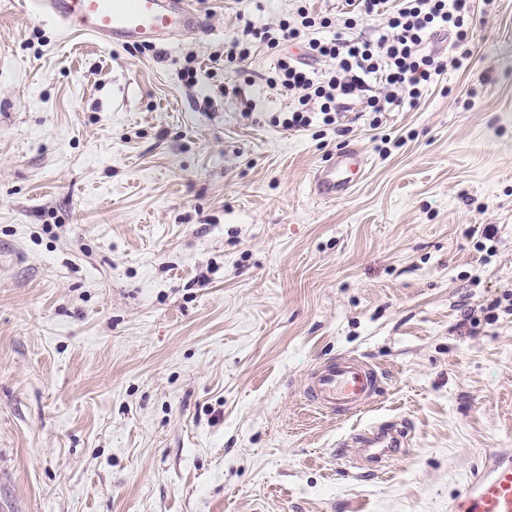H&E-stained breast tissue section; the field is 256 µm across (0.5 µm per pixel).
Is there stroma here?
Segmentation results:
<instances>
[{"mask_svg":"<svg viewBox=\"0 0 512 512\" xmlns=\"http://www.w3.org/2000/svg\"><path fill=\"white\" fill-rule=\"evenodd\" d=\"M297 7L212 0L141 53L0 0V512H448L512 448V0L420 108L301 131L275 54L211 61ZM344 354L381 392L327 416L303 388ZM391 420L405 454L346 471ZM367 165L368 160L358 147H343L336 153L330 166L315 169L310 179V194L320 201L336 200L349 195Z\"/></svg>","mask_w":512,"mask_h":512,"instance_id":"obj_1","label":"stroma"}]
</instances>
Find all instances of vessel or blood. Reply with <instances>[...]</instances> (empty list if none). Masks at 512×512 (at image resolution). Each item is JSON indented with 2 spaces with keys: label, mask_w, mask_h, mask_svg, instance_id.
Returning <instances> with one entry per match:
<instances>
[{
  "label": "vessel or blood",
  "mask_w": 512,
  "mask_h": 512,
  "mask_svg": "<svg viewBox=\"0 0 512 512\" xmlns=\"http://www.w3.org/2000/svg\"><path fill=\"white\" fill-rule=\"evenodd\" d=\"M36 16L68 31L110 43H165L176 34L194 31L198 14L193 0H30ZM368 160L355 146L340 149L330 166L315 169L311 195L321 201L349 195ZM380 373L363 359L346 355L321 363L304 388L306 401L319 412H358L368 407L379 390ZM399 423L385 424L356 435L371 465L389 462L407 444ZM448 512H512V452L493 454L472 473L464 489L448 505Z\"/></svg>",
  "instance_id": "b4317fda"
}]
</instances>
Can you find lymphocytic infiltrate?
I'll return each mask as SVG.
<instances>
[{
    "label": "lymphocytic infiltrate",
    "mask_w": 512,
    "mask_h": 512,
    "mask_svg": "<svg viewBox=\"0 0 512 512\" xmlns=\"http://www.w3.org/2000/svg\"><path fill=\"white\" fill-rule=\"evenodd\" d=\"M349 2L341 26L303 6L296 22L282 19L261 28L247 24L224 46L225 62L242 63L260 44L278 50L293 41L303 43V55L281 54L267 79L282 96L297 100L283 120L286 129H305L317 115L332 125L357 107L375 113L417 108L425 88L471 56L474 0ZM368 17L383 21V32L374 41L355 33ZM327 28L333 29V36L320 37V30ZM435 35L449 39L452 53L429 48Z\"/></svg>",
    "instance_id": "1"
}]
</instances>
